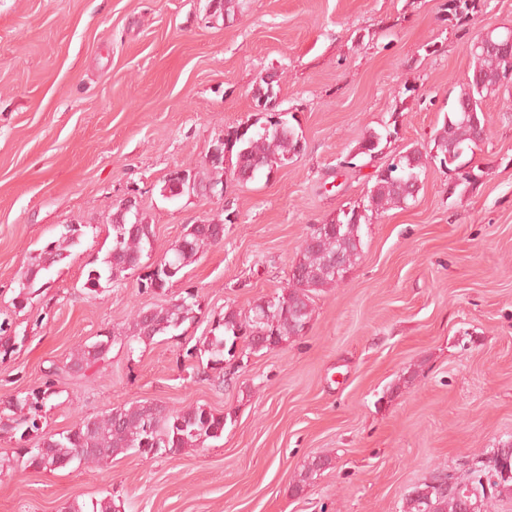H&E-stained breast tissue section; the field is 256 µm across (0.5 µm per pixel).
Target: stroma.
Wrapping results in <instances>:
<instances>
[{
    "instance_id": "1",
    "label": "stroma",
    "mask_w": 512,
    "mask_h": 512,
    "mask_svg": "<svg viewBox=\"0 0 512 512\" xmlns=\"http://www.w3.org/2000/svg\"><path fill=\"white\" fill-rule=\"evenodd\" d=\"M0 0V316L25 341L0 359V399L41 384L79 344L136 309L197 290L205 318L107 363L62 376L48 433L112 407L157 400L227 414L203 448L103 467L29 466L0 432V512H65L112 497L124 512H401L438 466L455 478L512 441V86L485 98L482 179L450 191L433 137L474 59L479 32L512 29V0ZM281 75V109L304 150L223 200L160 189L205 160L228 129L255 122L253 90ZM389 133L373 159L371 131ZM427 151L415 202L373 215L343 282L314 294L307 333L216 373L185 351L206 317L248 314L286 287L313 225L362 205L378 169ZM138 196L154 255L185 225L223 212L224 241L164 295L137 272L86 295L85 273L111 244L108 221ZM84 226L71 258L25 308L14 307L34 251ZM330 466L293 492L303 466Z\"/></svg>"
}]
</instances>
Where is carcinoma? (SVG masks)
I'll return each mask as SVG.
<instances>
[{"label":"carcinoma","mask_w":512,"mask_h":512,"mask_svg":"<svg viewBox=\"0 0 512 512\" xmlns=\"http://www.w3.org/2000/svg\"><path fill=\"white\" fill-rule=\"evenodd\" d=\"M476 9V0H448V10L457 19H467ZM474 66L459 84L456 107L448 112L443 126L434 139V149L440 163L453 169L460 162L457 151L472 143V126L460 112L462 103L475 97L481 99L496 91L499 73L512 69V49L494 53L473 54ZM391 136L373 131L358 144V155L370 156L380 152L383 138ZM304 150L301 136L288 119L278 112L265 113V121L257 128L248 125L224 133L226 159L210 163L213 172L224 170L230 160L231 170L239 172L238 182L253 180L262 170H272ZM425 169L423 152L411 148L393 159L386 170L377 172L362 206L363 215L357 217V208L342 210L330 226L312 238H304L298 256L288 274L287 286L275 293V303L263 308L256 304L243 316L229 311L213 317L208 335L198 340L187 351L189 355H208L213 370H224L225 356L235 357L237 341H247V349L256 352L272 350L300 337L312 315V293L332 287L345 280L361 257L362 225L369 222L368 213L382 212L392 206H406L412 196H401L403 185L412 176H420ZM220 217H206L199 224H188L180 238L164 254L165 263L175 269L167 275L159 273L157 287L165 293L170 285L181 279L183 270L195 263L210 247L224 240V225ZM111 247L100 262L93 264L83 283L86 294L95 298L102 293L103 284L122 281L127 272L142 268L144 259L153 251L154 229L142 215L135 224L109 225ZM83 235V225L67 224L64 232L49 242L40 252L31 256L24 273V283L15 298L24 307L39 288L46 287L43 277L50 269L71 256ZM203 314L198 292L186 289L175 300L162 306L142 307L136 310L130 322L118 332L107 331L95 340L79 345L62 366L51 365L44 380L36 388L20 392L0 401V431L18 437L21 456L29 465L52 472L75 463L103 466L112 458L130 450L145 459L164 454H175L184 448L206 446L210 440L221 438L227 416L217 414L204 406H189L179 410L168 409L155 401L116 406L107 413L83 418L74 428L60 433L40 432V423L46 409L54 406L59 395L57 378L62 374L79 373L97 364H103L114 345L125 341L149 344L158 336L193 323ZM18 333L12 325L0 322V357L11 355L18 345ZM330 465L326 456H315L304 466L292 491L299 492L304 485ZM512 469V454L497 448L492 455L470 469L459 492H443L435 482L448 478V470L436 467L420 484L414 486L403 500L402 512H463L466 499L480 496L482 512H488L492 501L512 495V476L500 477L499 468ZM490 492H485V489Z\"/></svg>","instance_id":"carcinoma-1"}]
</instances>
